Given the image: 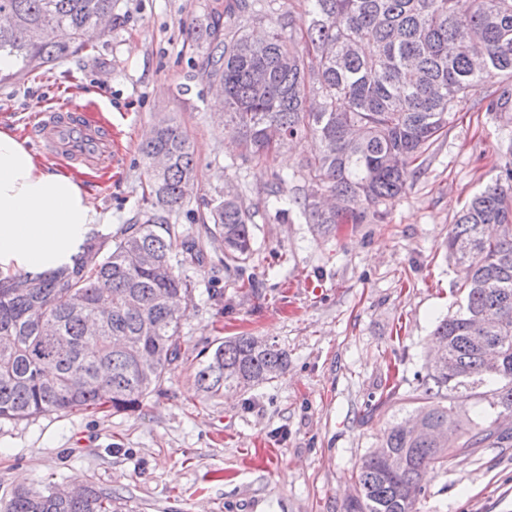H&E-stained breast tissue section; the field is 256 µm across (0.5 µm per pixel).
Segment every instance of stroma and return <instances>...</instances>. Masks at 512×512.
Returning <instances> with one entry per match:
<instances>
[{"label": "stroma", "instance_id": "35a3bbf8", "mask_svg": "<svg viewBox=\"0 0 512 512\" xmlns=\"http://www.w3.org/2000/svg\"><path fill=\"white\" fill-rule=\"evenodd\" d=\"M223 8L224 0H113L111 21L84 49L0 84V127L33 148L39 114L99 92L90 105L112 128L116 162L54 161L83 181L102 232L144 221L140 147L161 115L187 133L198 173L171 223L203 233L200 215L228 190L256 212L243 272L219 264L216 239L206 240L203 261L179 266L194 287L181 317L183 361L138 411L0 420V507L18 486L78 480L112 491L132 512H346L354 468L413 414L434 326L461 300L448 234L466 200L496 179L512 126L475 108L488 91L477 86L383 217L329 235L295 214L269 219L266 187L298 171L318 143H294L265 162L232 143L201 78L207 50L188 33ZM242 334L284 349L286 374L244 393L205 395L194 379L200 351ZM422 485L419 512H512V447L471 449L448 471L428 470Z\"/></svg>", "mask_w": 512, "mask_h": 512}]
</instances>
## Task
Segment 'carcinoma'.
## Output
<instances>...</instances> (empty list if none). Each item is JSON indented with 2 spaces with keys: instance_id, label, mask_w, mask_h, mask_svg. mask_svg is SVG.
Wrapping results in <instances>:
<instances>
[{
  "instance_id": "carcinoma-1",
  "label": "carcinoma",
  "mask_w": 512,
  "mask_h": 512,
  "mask_svg": "<svg viewBox=\"0 0 512 512\" xmlns=\"http://www.w3.org/2000/svg\"><path fill=\"white\" fill-rule=\"evenodd\" d=\"M288 0H224L189 35L207 45L206 81L224 83V110L238 146L269 158L308 137L319 153L302 160L291 199L278 176L265 211L285 221L294 209L327 231L382 215L406 191L404 169L448 131L469 89L493 81L486 111L512 124V0H303L308 24L295 26ZM112 13V0H0V53L25 75L65 58L86 27ZM245 20L268 21L251 39ZM168 157L149 170L152 211L115 233L89 229L71 263L0 279V420L73 411L134 412L182 359L180 309L191 284L173 257L198 262L202 241L169 222L195 187L187 135L168 120L141 147ZM255 212L238 195L213 200L202 224L224 245V267L252 254ZM448 249L462 267L465 294L438 322L440 344L423 381L417 435L392 425L379 452L353 479L351 512H417L421 472L446 471L472 448L512 446V150L496 181L458 213ZM496 352L495 367L485 354ZM287 353L259 336L216 342L199 363L200 391H246L281 377ZM489 388L496 418L463 423L454 397ZM126 503L93 485L73 494L48 483L19 488L6 512H124Z\"/></svg>"
}]
</instances>
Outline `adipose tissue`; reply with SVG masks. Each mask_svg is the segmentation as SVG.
I'll list each match as a JSON object with an SVG mask.
<instances>
[{
  "instance_id": "1",
  "label": "adipose tissue",
  "mask_w": 512,
  "mask_h": 512,
  "mask_svg": "<svg viewBox=\"0 0 512 512\" xmlns=\"http://www.w3.org/2000/svg\"><path fill=\"white\" fill-rule=\"evenodd\" d=\"M98 220L79 178L0 128V276L69 261Z\"/></svg>"
}]
</instances>
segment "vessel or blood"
Listing matches in <instances>:
<instances>
[{
    "mask_svg": "<svg viewBox=\"0 0 512 512\" xmlns=\"http://www.w3.org/2000/svg\"><path fill=\"white\" fill-rule=\"evenodd\" d=\"M34 134L47 149L85 167H97L112 157L110 133L91 126L76 107L47 110L36 125Z\"/></svg>",
    "mask_w": 512,
    "mask_h": 512,
    "instance_id": "vessel-or-blood-1",
    "label": "vessel or blood"
}]
</instances>
